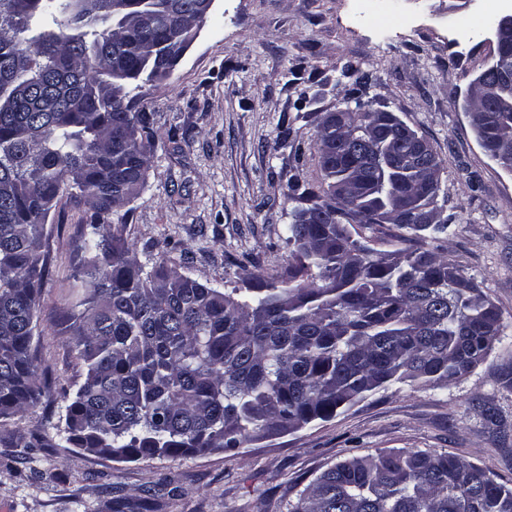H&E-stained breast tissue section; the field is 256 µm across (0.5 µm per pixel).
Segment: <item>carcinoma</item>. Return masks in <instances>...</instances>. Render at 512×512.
Returning a JSON list of instances; mask_svg holds the SVG:
<instances>
[{"mask_svg":"<svg viewBox=\"0 0 512 512\" xmlns=\"http://www.w3.org/2000/svg\"><path fill=\"white\" fill-rule=\"evenodd\" d=\"M0 0V423L46 394L33 364L44 227L64 196L90 206L89 253L71 314L85 371L63 419L66 443L118 462L239 448L328 421L402 384L442 388L471 373L503 333L498 308L453 260L425 247L451 224H420L439 165L410 154L388 112L323 119L315 149L327 189L293 211V262L276 280L220 291L138 260L109 216L144 187L154 134L129 84L160 79L157 58L196 0ZM512 76V47L495 51ZM482 148L512 158V112H477ZM351 192L347 207L336 186ZM387 213L405 247L383 258L349 226ZM289 512H512V487L456 455L352 456Z\"/></svg>","mask_w":512,"mask_h":512,"instance_id":"obj_1","label":"carcinoma"}]
</instances>
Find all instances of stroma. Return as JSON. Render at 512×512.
<instances>
[{
    "label": "stroma",
    "instance_id": "35a3bbf8",
    "mask_svg": "<svg viewBox=\"0 0 512 512\" xmlns=\"http://www.w3.org/2000/svg\"><path fill=\"white\" fill-rule=\"evenodd\" d=\"M481 5L379 0L393 11L385 21L358 0H215L171 75L136 91L155 144L144 187L112 221L143 264L165 257L212 288L282 274L299 195L323 182L322 117L359 103L394 113L444 164L439 202L452 226L428 248H441L501 313L503 336L486 360L446 388L395 385L234 450L126 463L1 443L0 512H288L327 468L389 450L453 454L512 486V172L484 152L465 110L470 82L494 57L495 20L470 34L456 27ZM347 65L363 85L343 76ZM88 215L65 197L44 228L36 365L50 393L2 434L56 437L58 410L82 378L68 326Z\"/></svg>",
    "mask_w": 512,
    "mask_h": 512
}]
</instances>
